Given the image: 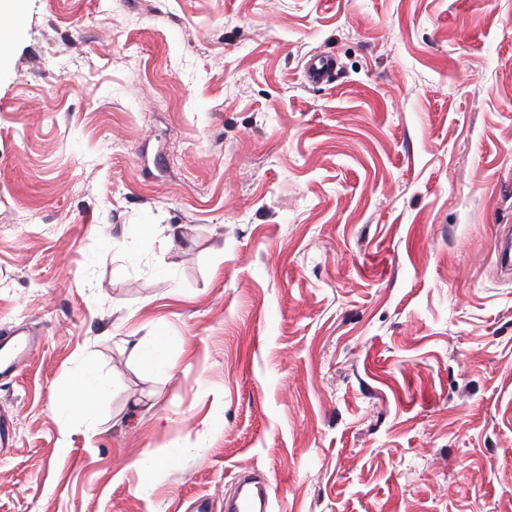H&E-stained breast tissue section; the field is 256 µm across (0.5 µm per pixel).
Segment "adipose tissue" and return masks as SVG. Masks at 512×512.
Returning <instances> with one entry per match:
<instances>
[{
	"label": "adipose tissue",
	"instance_id": "1",
	"mask_svg": "<svg viewBox=\"0 0 512 512\" xmlns=\"http://www.w3.org/2000/svg\"><path fill=\"white\" fill-rule=\"evenodd\" d=\"M109 388V379L101 370L82 367L56 398L57 410L83 432L86 441L98 435L96 401Z\"/></svg>",
	"mask_w": 512,
	"mask_h": 512
}]
</instances>
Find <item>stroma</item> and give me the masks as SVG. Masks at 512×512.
Returning <instances> with one entry per match:
<instances>
[{
  "mask_svg": "<svg viewBox=\"0 0 512 512\" xmlns=\"http://www.w3.org/2000/svg\"><path fill=\"white\" fill-rule=\"evenodd\" d=\"M23 3L0 512H224L243 470L271 512H512V0ZM87 363L90 444L55 407ZM338 60L335 54L325 53L311 58L305 68L307 79L319 84L336 75ZM1 344L8 353L3 361L0 358V376H10L17 369L20 356L28 355L33 350V344L15 335L0 336V350ZM133 339L132 351L142 356L153 369L170 376L173 366L169 362L164 349L157 342H145L142 338L135 339L136 336H128Z\"/></svg>",
  "mask_w": 512,
  "mask_h": 512,
  "instance_id": "1",
  "label": "stroma"
}]
</instances>
